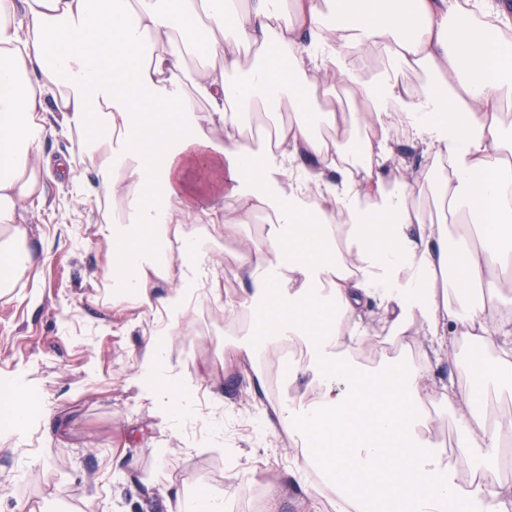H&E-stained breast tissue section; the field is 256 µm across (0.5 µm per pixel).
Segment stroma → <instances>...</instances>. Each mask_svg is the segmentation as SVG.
Listing matches in <instances>:
<instances>
[{"label": "stroma", "instance_id": "35a3bbf8", "mask_svg": "<svg viewBox=\"0 0 512 512\" xmlns=\"http://www.w3.org/2000/svg\"><path fill=\"white\" fill-rule=\"evenodd\" d=\"M86 179L79 193L62 181L48 183L43 201L27 208L24 221L47 253L38 277H24L0 297V404L22 378L36 398L26 433H0V512H12L19 500L31 512H84L90 498L100 512H168L163 492L173 483L190 497L200 490L223 494L228 512H259L278 486L279 512H332L329 498L305 501L291 484L298 453L287 433L256 428L263 409L287 398L286 389L253 388L240 368L220 366L225 343L245 332L202 295L173 338L196 345L195 356L176 369L194 387L191 411L180 422L167 417L136 359L144 336L165 325V310L158 303L113 307L108 246L99 233L111 206L97 193L95 174ZM191 229L206 236L224 291L250 289L245 274L224 259L220 227ZM493 356L490 347H461L432 359L429 372L438 381L462 382L464 363ZM217 390L224 394L220 406L211 399ZM120 442L126 462L154 487L147 503L112 482V450Z\"/></svg>", "mask_w": 512, "mask_h": 512}]
</instances>
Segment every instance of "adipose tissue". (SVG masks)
<instances>
[{
  "label": "adipose tissue",
  "instance_id": "obj_1",
  "mask_svg": "<svg viewBox=\"0 0 512 512\" xmlns=\"http://www.w3.org/2000/svg\"><path fill=\"white\" fill-rule=\"evenodd\" d=\"M379 46L381 71L371 63ZM419 69L420 89L402 78ZM273 90L288 91L293 116L262 149L245 129L258 95ZM340 90L348 108L333 103ZM509 101L503 0H0V296L40 263L25 206L42 201L47 180L79 178L73 160L41 152L53 111L82 138L103 195L121 203L100 227L113 300L166 310L137 360L174 394L170 416L186 415L191 397L171 338L201 290L227 315L261 313L255 337L224 346V364L250 381L265 382L259 354L301 348L283 377L293 394L263 426L303 443L290 476L307 499L330 491L354 512H512L511 484L480 478L458 493L424 412L435 398L451 414L472 471L498 467L512 446V415L481 410L490 391L512 393ZM397 116L439 161L434 182L397 163ZM192 175L214 201L208 223L243 242L234 259L252 284L244 295L202 285L207 253L185 229ZM269 211L265 233L243 239V224ZM449 211L477 243L449 250ZM173 240L176 262L162 254ZM161 280L173 288L158 298ZM370 306L388 336L365 320ZM390 339L406 357L375 373L358 363ZM474 343L496 355L468 384L431 378V357Z\"/></svg>",
  "mask_w": 512,
  "mask_h": 512
}]
</instances>
